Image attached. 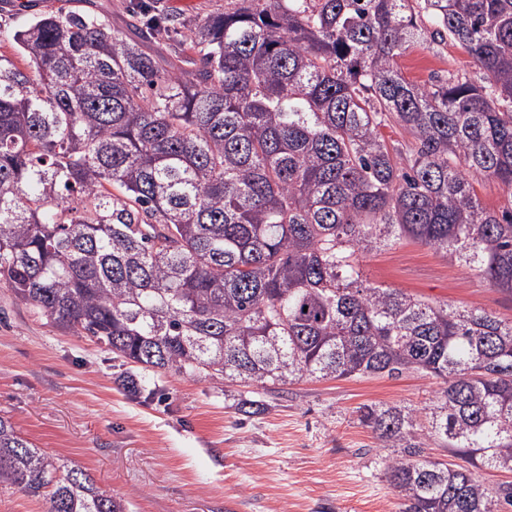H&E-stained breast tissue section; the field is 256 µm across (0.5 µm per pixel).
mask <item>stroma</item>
I'll return each instance as SVG.
<instances>
[{"mask_svg":"<svg viewBox=\"0 0 512 512\" xmlns=\"http://www.w3.org/2000/svg\"><path fill=\"white\" fill-rule=\"evenodd\" d=\"M235 0H91L111 28L131 12L165 10L191 25ZM397 66L410 80L481 73L450 42L416 44ZM365 278L453 309L483 308L512 321V294L481 272L403 241L366 255ZM106 347L64 332L0 288V416L57 463H74L96 485L124 497L129 512H400L386 477L392 449L360 424L359 406L420 409L442 381L397 378L303 379L267 390L218 384L205 375L147 371L133 396ZM264 400L247 418L237 399Z\"/></svg>","mask_w":512,"mask_h":512,"instance_id":"obj_1","label":"stroma"}]
</instances>
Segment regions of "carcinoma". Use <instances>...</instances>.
I'll return each mask as SVG.
<instances>
[{
  "instance_id": "cac0c4a2",
  "label": "carcinoma",
  "mask_w": 512,
  "mask_h": 512,
  "mask_svg": "<svg viewBox=\"0 0 512 512\" xmlns=\"http://www.w3.org/2000/svg\"><path fill=\"white\" fill-rule=\"evenodd\" d=\"M429 17L432 31L418 23ZM44 11L0 29V286L122 364L285 385L430 373V408H359L402 512H502L512 484V322L369 283L401 240L512 293V0H239L189 29L182 65L142 50L179 19ZM430 33L482 72L420 84ZM25 67H20L15 58ZM412 142L401 151L382 129ZM428 437L469 466L422 458ZM49 512H128L0 417V488ZM472 186L474 193L486 208L501 210L509 206V194L497 181L474 179Z\"/></svg>"
}]
</instances>
